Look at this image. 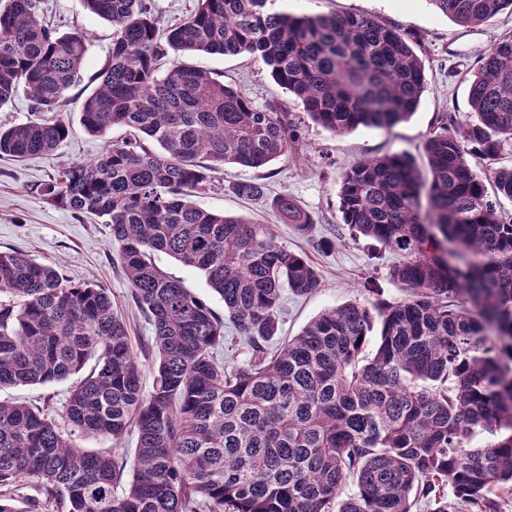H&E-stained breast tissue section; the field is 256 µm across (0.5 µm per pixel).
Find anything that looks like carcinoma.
Segmentation results:
<instances>
[{"instance_id": "obj_1", "label": "carcinoma", "mask_w": 512, "mask_h": 512, "mask_svg": "<svg viewBox=\"0 0 512 512\" xmlns=\"http://www.w3.org/2000/svg\"><path fill=\"white\" fill-rule=\"evenodd\" d=\"M430 2L462 26L512 10V0ZM83 5L113 33L82 123L93 135L126 127L133 137L41 192L109 225L152 326L153 380L145 389L108 289L0 251V388L51 384L94 361L61 413L66 430L37 407L0 401V512H503L512 497V218L500 198L512 201V169L493 171L492 200L475 166L512 148V37L477 62L470 113L438 118L426 172L393 153L341 176L343 222L399 256L389 278L405 296L328 309L272 350L284 291L316 289L317 268L191 194L228 164L260 169L290 156L300 122L169 52L247 54L336 135L391 129L416 112L427 86L413 40L363 14L270 12L266 0H198L165 29L145 0ZM90 49L84 32L60 34L44 20L42 0H0V107L24 94L34 112L0 125V157L61 145L68 126L58 113L84 81ZM229 191L256 199L264 185ZM271 208L298 234L312 232L294 198L276 196ZM155 252L201 271L224 317L156 267ZM377 319L379 344L362 364ZM226 321L250 351L246 367L214 356ZM76 433L115 449L134 433V456L83 451ZM483 433L492 439L472 445ZM23 476L39 497L19 509Z\"/></svg>"}]
</instances>
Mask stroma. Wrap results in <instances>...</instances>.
<instances>
[{"instance_id": "35a3bbf8", "label": "stroma", "mask_w": 512, "mask_h": 512, "mask_svg": "<svg viewBox=\"0 0 512 512\" xmlns=\"http://www.w3.org/2000/svg\"><path fill=\"white\" fill-rule=\"evenodd\" d=\"M268 7L295 15L360 13L398 26L414 40L427 82L416 114L392 129L360 127L334 135L311 120H304L302 140L293 157L263 169L226 166L211 173L209 191L196 195V203L211 212L242 216L264 225L278 244L305 255L317 267L318 288L305 296L285 294L281 328L272 339L277 346L324 310L364 299L366 281H373L385 301L402 298V290L388 278L396 254L373 241L355 237L342 220L340 173L365 158L399 152L409 154L418 167H425L424 143L437 116L443 112L467 113L469 80L477 62L496 39L512 34V12L503 11L483 25L464 27L438 11L430 0H268ZM42 8L46 20L57 31L86 32L92 50L84 66L86 79L70 91V104L63 114L69 126L67 139L48 154L22 161L0 159V251L25 252L53 265L72 282L92 281L108 288L118 312L127 321L134 351L143 354L152 329L128 299V281L112 248L109 228L47 202L36 190L37 184L49 181L65 167L98 159L110 141L126 135L124 129L116 128L108 135L94 136L81 121L82 102L95 88L92 78L108 59L112 27L89 14L82 0H44ZM185 62L243 90L255 104H265L274 96L288 111H302L300 101L277 90L269 74L249 57L199 55L186 57ZM236 181L264 183L266 198L245 200L234 196L228 186ZM279 194L293 197L315 219L311 236L298 235L271 210L269 199ZM152 260L163 272L181 279L215 313H223V300L208 288L201 271L162 252L154 253ZM72 385V380L67 379L7 388L0 391V399L33 405L55 418Z\"/></svg>"}]
</instances>
